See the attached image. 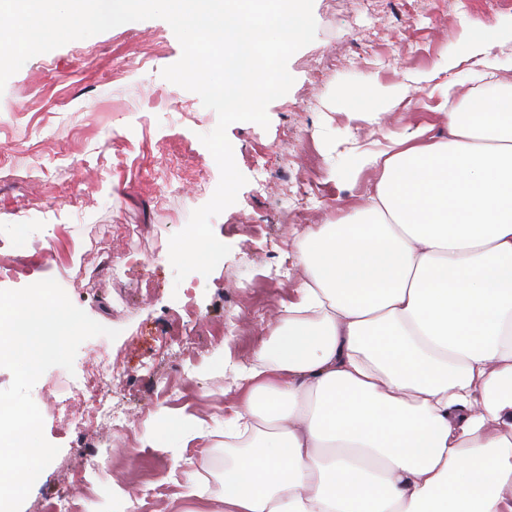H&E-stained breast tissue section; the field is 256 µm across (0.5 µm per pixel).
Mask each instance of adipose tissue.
Here are the masks:
<instances>
[{
    "label": "adipose tissue",
    "instance_id": "obj_1",
    "mask_svg": "<svg viewBox=\"0 0 512 512\" xmlns=\"http://www.w3.org/2000/svg\"><path fill=\"white\" fill-rule=\"evenodd\" d=\"M481 63L425 75L443 132L362 153L365 205L297 238L288 320L234 368L223 512H512V65Z\"/></svg>",
    "mask_w": 512,
    "mask_h": 512
}]
</instances>
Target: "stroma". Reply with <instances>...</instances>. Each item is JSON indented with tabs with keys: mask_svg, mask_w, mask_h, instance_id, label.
I'll return each instance as SVG.
<instances>
[{
	"mask_svg": "<svg viewBox=\"0 0 512 512\" xmlns=\"http://www.w3.org/2000/svg\"><path fill=\"white\" fill-rule=\"evenodd\" d=\"M315 40L289 60L294 83L267 108L268 127L227 129L247 183L235 204L212 218L231 251L211 272L176 281L161 258L169 238L212 197L219 168L200 137L217 125L200 97L165 80L182 49L161 19L122 24L29 59L0 92V238H49L37 280L54 279L77 307L105 327L126 371L112 405L125 416L126 445L102 427L62 429L39 389L31 395L46 439L60 451L35 482L21 512L76 489L75 512H213L223 493L224 418L232 399L225 362L248 360L281 317L291 294L275 276L293 243L285 207L322 224L349 213L365 174L358 154L393 132L439 120V97L418 80L443 61L476 68L459 16L512 25V0H313ZM335 54L343 65L313 83L311 65ZM394 105L381 112L377 90ZM117 224L140 226L119 239L134 254L120 277L99 268L97 244ZM97 268L88 289L67 285L69 267ZM188 337V352L157 340ZM204 420L213 447L176 445L188 416ZM198 484L203 497L189 496Z\"/></svg>",
	"mask_w": 512,
	"mask_h": 512,
	"instance_id": "1",
	"label": "stroma"
}]
</instances>
